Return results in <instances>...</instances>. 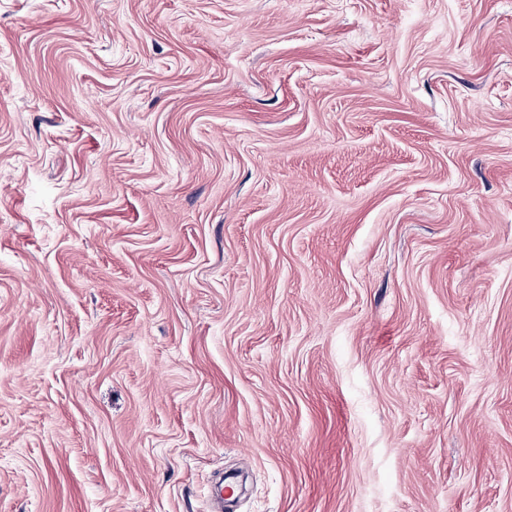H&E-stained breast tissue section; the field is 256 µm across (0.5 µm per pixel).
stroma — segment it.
Wrapping results in <instances>:
<instances>
[{"label": "stroma", "mask_w": 512, "mask_h": 512, "mask_svg": "<svg viewBox=\"0 0 512 512\" xmlns=\"http://www.w3.org/2000/svg\"><path fill=\"white\" fill-rule=\"evenodd\" d=\"M512 512V0H0V512Z\"/></svg>", "instance_id": "35a3bbf8"}]
</instances>
